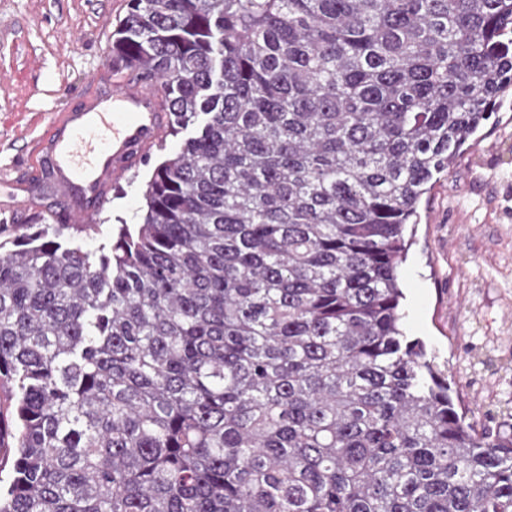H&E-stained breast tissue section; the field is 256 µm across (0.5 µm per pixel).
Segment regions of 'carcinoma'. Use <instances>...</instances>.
<instances>
[{"label":"carcinoma","instance_id":"obj_1","mask_svg":"<svg viewBox=\"0 0 512 512\" xmlns=\"http://www.w3.org/2000/svg\"><path fill=\"white\" fill-rule=\"evenodd\" d=\"M112 68L194 131L109 248L0 243V512H512L398 281L512 0H129Z\"/></svg>","mask_w":512,"mask_h":512}]
</instances>
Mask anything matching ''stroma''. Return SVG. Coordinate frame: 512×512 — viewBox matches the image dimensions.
<instances>
[{"label":"stroma","instance_id":"1","mask_svg":"<svg viewBox=\"0 0 512 512\" xmlns=\"http://www.w3.org/2000/svg\"><path fill=\"white\" fill-rule=\"evenodd\" d=\"M127 0H0V161H17L57 113L79 107L91 79L109 87L111 35ZM180 148L167 138L136 174L109 196L97 226L73 234L88 251L110 245L122 224L140 223L154 167ZM16 177L29 178L19 165ZM12 209L0 241L22 235L39 215H69L74 203L40 183ZM407 225L399 268L403 330L424 343L448 378L460 411L478 427H512V94L470 140L448 175L423 196Z\"/></svg>","mask_w":512,"mask_h":512}]
</instances>
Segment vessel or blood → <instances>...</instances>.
<instances>
[{"label":"vessel or blood","instance_id":"obj_1","mask_svg":"<svg viewBox=\"0 0 512 512\" xmlns=\"http://www.w3.org/2000/svg\"><path fill=\"white\" fill-rule=\"evenodd\" d=\"M89 105L64 112L28 151L58 193L79 201L71 220L91 229L110 184L128 178L163 141L171 116L155 86L126 76L108 94L89 92Z\"/></svg>","mask_w":512,"mask_h":512}]
</instances>
